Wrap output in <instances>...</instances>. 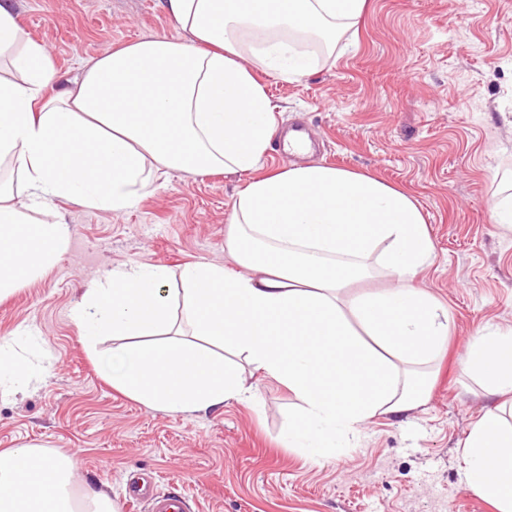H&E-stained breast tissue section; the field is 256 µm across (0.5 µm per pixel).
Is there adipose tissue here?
<instances>
[{"instance_id":"obj_1","label":"adipose tissue","mask_w":512,"mask_h":512,"mask_svg":"<svg viewBox=\"0 0 512 512\" xmlns=\"http://www.w3.org/2000/svg\"><path fill=\"white\" fill-rule=\"evenodd\" d=\"M367 0H162L182 39L152 36L72 77L0 0V298L50 268L70 227L62 200L121 212L179 171L247 178L224 249L245 272L198 261L138 264L91 280L73 310L114 388L157 410L254 402L250 365L297 400L287 447L325 459L378 416L422 405L420 364L443 349L447 310L417 276L433 243L417 202L374 176L319 163L260 175L276 131L256 72L298 79L332 58ZM381 266L393 287L347 301ZM224 355H216V348ZM463 373L496 397L463 443L472 490L512 512V327L475 336ZM71 456L37 445L0 451V512H113L77 491Z\"/></svg>"}]
</instances>
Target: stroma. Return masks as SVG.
I'll return each mask as SVG.
<instances>
[{
  "label": "stroma",
  "mask_w": 512,
  "mask_h": 512,
  "mask_svg": "<svg viewBox=\"0 0 512 512\" xmlns=\"http://www.w3.org/2000/svg\"><path fill=\"white\" fill-rule=\"evenodd\" d=\"M19 21L61 72L148 36L180 37L161 0H17ZM354 47L300 80L259 74L278 127L301 120L318 143L307 162L365 172L421 207L434 257L418 285L448 310V348L429 394L401 419L378 417L345 454L314 461L284 447L296 403L261 373L258 402L205 413L153 410L100 374L72 318L90 280L132 264L210 261L236 275L224 232L244 176L161 175L123 213L70 202L60 259L0 301V336L34 378L0 399V450L73 455L75 479L117 512L128 472L190 512H495L467 484L462 443L494 402L470 391L460 360L488 326H512V231L495 224V172L512 169V0H368Z\"/></svg>",
  "instance_id": "1"
}]
</instances>
